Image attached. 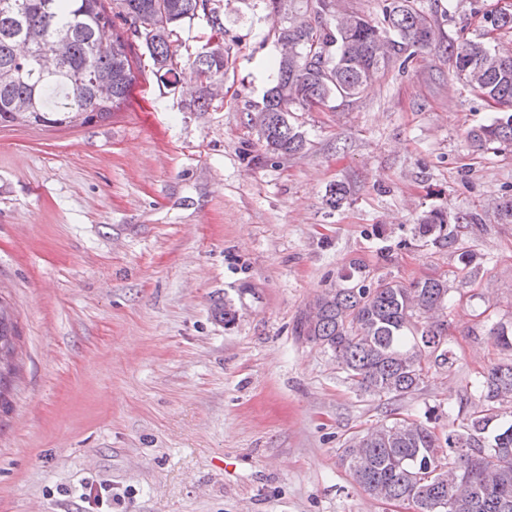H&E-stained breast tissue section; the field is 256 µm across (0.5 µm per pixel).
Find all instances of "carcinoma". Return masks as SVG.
Segmentation results:
<instances>
[{"instance_id": "obj_1", "label": "carcinoma", "mask_w": 512, "mask_h": 512, "mask_svg": "<svg viewBox=\"0 0 512 512\" xmlns=\"http://www.w3.org/2000/svg\"><path fill=\"white\" fill-rule=\"evenodd\" d=\"M0 0V126H86L112 115L134 81V45H145L160 80L179 82L181 64L171 37L178 27L205 23V42L224 35V21L214 0ZM333 0H315V25L295 28L287 22L275 31L297 48L279 60L272 85L251 123L264 153L294 155L307 143L290 121V112L334 98H355L389 62L386 47L399 53L428 47L435 21L415 0H384L383 19L373 22L353 13L342 20L323 19ZM478 0H455L448 7L477 15ZM482 14V13H480ZM121 20L122 31L110 42L101 38ZM492 31H512V13L485 12ZM150 29L138 35V25ZM451 72L476 96L502 112L469 131L479 148L512 143V55L482 42L448 45ZM225 55L206 47L191 62L197 79L223 81ZM498 221L512 224V196L495 202ZM418 230L449 239L450 224H481L478 213L423 212ZM460 284L481 269L470 250L458 254ZM448 279L427 277L405 283L381 277L376 285L342 276L309 305L296 330L306 340L332 352L338 367L357 389L374 397L395 398L418 390L432 368H452L453 353L442 347L440 315L448 309ZM16 326L0 299V351H15ZM479 402L459 429L440 438L423 422L395 418L346 442L341 465L377 500L407 498L416 512L465 497L456 512H512V360L482 375Z\"/></svg>"}]
</instances>
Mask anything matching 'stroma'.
<instances>
[{
  "label": "stroma",
  "mask_w": 512,
  "mask_h": 512,
  "mask_svg": "<svg viewBox=\"0 0 512 512\" xmlns=\"http://www.w3.org/2000/svg\"><path fill=\"white\" fill-rule=\"evenodd\" d=\"M418 2L432 44L392 55L358 98L296 110L307 146L294 156L263 157L249 121L280 53L267 0H221L222 90L190 78L196 24L174 38L184 83L163 85L145 57L105 121L0 127V297L19 332L0 512H411L356 484L343 444L431 409L446 434L512 359L490 334L512 325V224L491 208L512 194V144L472 143L493 110L448 63L464 39L510 54L512 32ZM433 208L484 221L449 225L451 247L418 232ZM461 248L481 270L450 293L456 362L413 394L358 391L297 335L354 266L371 282L451 278Z\"/></svg>",
  "instance_id": "35a3bbf8"
}]
</instances>
